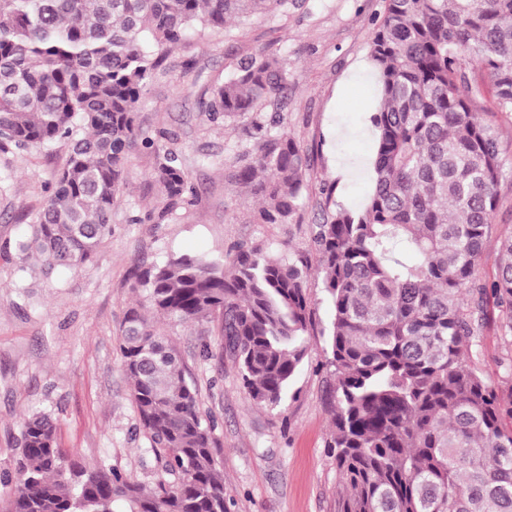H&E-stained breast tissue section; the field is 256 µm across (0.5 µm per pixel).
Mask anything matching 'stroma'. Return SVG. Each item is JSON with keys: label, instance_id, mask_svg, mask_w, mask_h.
I'll return each instance as SVG.
<instances>
[{"label": "stroma", "instance_id": "obj_1", "mask_svg": "<svg viewBox=\"0 0 512 512\" xmlns=\"http://www.w3.org/2000/svg\"><path fill=\"white\" fill-rule=\"evenodd\" d=\"M384 0H298L297 7L195 32L173 47L149 82L136 114L143 135H171L196 194L168 209L153 182L152 149L129 158V180L112 213V234L88 269L17 280L0 262V512L16 472L24 417L45 412L57 420L58 441L78 459L101 462L152 486L160 469L142 432L121 367L119 335L139 294L130 287L134 267L164 262L169 254L217 256L259 246L270 255H312L319 204L358 207L371 188L374 134L367 104L377 98L369 45ZM262 52L288 70V100L281 114L310 155L305 206L293 223L260 224L259 199L238 184L242 152L253 148L250 118L212 121L205 110L212 91L234 77L241 59ZM485 119L498 132L501 175L496 221L476 275L492 279L497 239L512 232V114L485 103ZM66 152L32 148L0 154V236L26 231L29 213ZM314 309L309 352L281 405L255 406L231 358L202 360L199 344L222 342L219 320L195 325L156 324L178 350L203 411L217 422V460L231 512H337L343 489L336 477L330 438V372L325 366L332 308L322 278L310 273ZM506 357L495 323L472 346L473 364L499 382Z\"/></svg>", "mask_w": 512, "mask_h": 512}]
</instances>
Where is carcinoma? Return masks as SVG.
Instances as JSON below:
<instances>
[{
	"label": "carcinoma",
	"mask_w": 512,
	"mask_h": 512,
	"mask_svg": "<svg viewBox=\"0 0 512 512\" xmlns=\"http://www.w3.org/2000/svg\"><path fill=\"white\" fill-rule=\"evenodd\" d=\"M288 0H0V153L65 146L29 230L0 238V261L82 268L112 234V207L131 152L156 157L173 209L194 188L177 154L141 138L135 115L154 70L194 30L219 29ZM380 102L372 192L362 207L320 204L302 254L240 248L220 258L171 256L138 270L142 302L121 326L120 354L151 449L146 489L57 443L46 414L23 423L6 512H230L202 415L177 351L145 312L178 324L215 316L254 405L277 407L309 350L306 278L322 276L333 318L327 365L331 433L346 489L339 512H512V378L488 382L468 355L487 304L512 351V234L492 280L476 270L498 208L499 140L486 98L512 112V0H385L369 49ZM287 70L254 54L217 87L211 120L279 104ZM240 174L261 198L260 224H290L303 204L309 154L283 119L254 121Z\"/></svg>",
	"instance_id": "cac0c4a2"
}]
</instances>
